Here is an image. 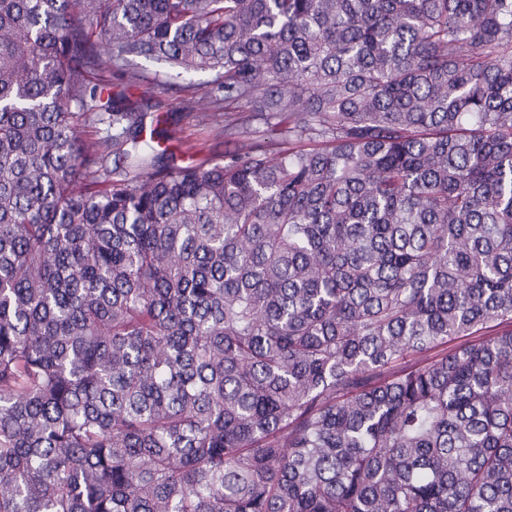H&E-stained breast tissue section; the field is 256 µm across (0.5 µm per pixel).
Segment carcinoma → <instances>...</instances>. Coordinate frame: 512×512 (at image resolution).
Here are the masks:
<instances>
[{"mask_svg": "<svg viewBox=\"0 0 512 512\" xmlns=\"http://www.w3.org/2000/svg\"><path fill=\"white\" fill-rule=\"evenodd\" d=\"M0 512H512V0H0ZM150 87V89H147ZM150 91V94L160 100L164 111L169 113V120L166 127L169 130L171 140L167 143L169 150L176 154L178 161L187 158L192 152H199V155H208L212 158H221L224 155V139L215 140L212 128H206L198 123L193 115L181 109L180 93L168 86H141L131 88L128 92L138 97L143 91Z\"/></svg>", "mask_w": 512, "mask_h": 512, "instance_id": "carcinoma-1", "label": "carcinoma"}]
</instances>
